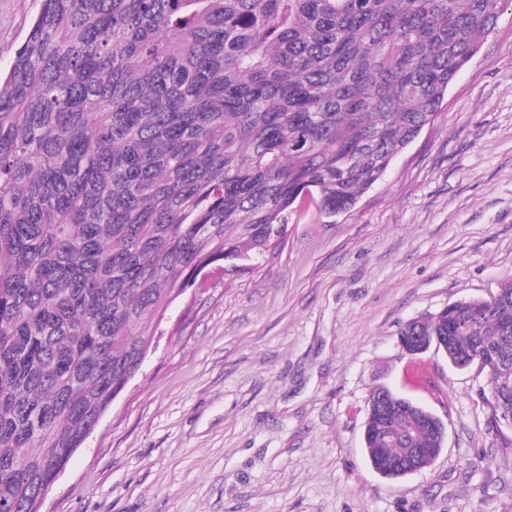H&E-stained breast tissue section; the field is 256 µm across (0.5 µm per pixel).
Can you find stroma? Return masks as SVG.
<instances>
[{
  "label": "stroma",
  "instance_id": "1",
  "mask_svg": "<svg viewBox=\"0 0 512 512\" xmlns=\"http://www.w3.org/2000/svg\"><path fill=\"white\" fill-rule=\"evenodd\" d=\"M39 0H0V69ZM512 277V0L434 122L351 210L295 203L252 268H206L68 461L44 512H512V428L487 377L399 331ZM386 387L445 425L419 474L388 479L363 431Z\"/></svg>",
  "mask_w": 512,
  "mask_h": 512
}]
</instances>
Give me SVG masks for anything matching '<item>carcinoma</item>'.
I'll return each instance as SVG.
<instances>
[{
  "mask_svg": "<svg viewBox=\"0 0 512 512\" xmlns=\"http://www.w3.org/2000/svg\"><path fill=\"white\" fill-rule=\"evenodd\" d=\"M502 2L40 0L0 75V512H31L208 266L265 256L301 197L354 207ZM400 335L459 368L498 350L512 418V277ZM375 393L365 448L398 478L437 438Z\"/></svg>",
  "mask_w": 512,
  "mask_h": 512,
  "instance_id": "obj_1",
  "label": "carcinoma"
}]
</instances>
